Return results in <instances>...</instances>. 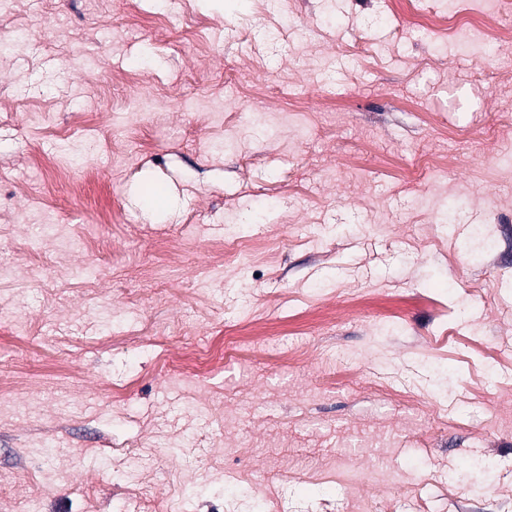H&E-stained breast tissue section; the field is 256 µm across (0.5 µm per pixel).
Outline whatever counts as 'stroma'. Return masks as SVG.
Returning a JSON list of instances; mask_svg holds the SVG:
<instances>
[{"label": "stroma", "instance_id": "35a3bbf8", "mask_svg": "<svg viewBox=\"0 0 512 512\" xmlns=\"http://www.w3.org/2000/svg\"><path fill=\"white\" fill-rule=\"evenodd\" d=\"M427 7L0 8V512H512V81Z\"/></svg>", "mask_w": 512, "mask_h": 512}]
</instances>
